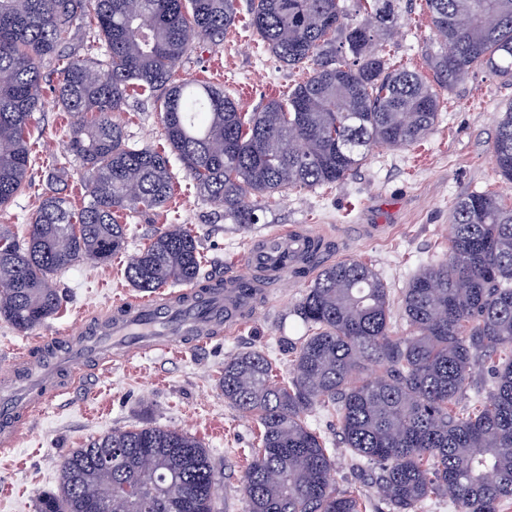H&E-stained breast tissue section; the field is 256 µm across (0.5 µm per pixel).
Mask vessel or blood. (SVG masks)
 <instances>
[{"label": "vessel or blood", "instance_id": "b4317fda", "mask_svg": "<svg viewBox=\"0 0 512 512\" xmlns=\"http://www.w3.org/2000/svg\"><path fill=\"white\" fill-rule=\"evenodd\" d=\"M328 243L308 227H291L262 238L248 253L250 273L226 275L215 290L184 288L150 298L129 297L102 319H81L77 336H40L33 351H18L17 371L0 381V448L21 439L30 416L68 391L78 366L103 367L112 359L172 352L210 339L215 330L240 327L254 294L283 283L297 265L321 258Z\"/></svg>", "mask_w": 512, "mask_h": 512}]
</instances>
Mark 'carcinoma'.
Wrapping results in <instances>:
<instances>
[{
  "label": "carcinoma",
  "instance_id": "cac0c4a2",
  "mask_svg": "<svg viewBox=\"0 0 512 512\" xmlns=\"http://www.w3.org/2000/svg\"><path fill=\"white\" fill-rule=\"evenodd\" d=\"M346 0H250V25L288 66L310 77L287 98L244 113L223 88L178 79L189 33L214 41L235 22L237 0H0V207L30 189V142L43 109V67L57 66V103L72 117L68 153L84 166L83 200L43 198L23 236L0 230V318L20 332L61 307L53 277L78 260L106 261L128 243L127 213L165 206L175 156L235 224H257L251 197L343 181L378 147L405 148L435 124L440 95L420 74L381 53L394 0H365L368 18L345 22ZM439 51L429 60L447 89L487 67L512 76V0H426ZM88 19L104 41L95 61L67 51ZM457 54L448 60L445 45ZM136 86L160 101L168 149L129 144L112 114ZM493 154L512 181V104L497 123ZM198 237L170 224L127 261L142 292L208 285ZM406 334H392L388 283L367 263L326 267L293 313L305 328L278 382L262 350L224 362V400L262 427L243 478L247 512H366L330 482L336 470L309 416L336 412L341 443L388 512H413L448 496L458 512H502L512 500V205L474 191L452 212L448 257L418 271L398 298ZM378 368L364 375L365 365ZM149 455L157 469L135 465ZM60 487L38 512H217L220 479L196 437L146 426L114 430L59 465ZM141 490L126 498V486Z\"/></svg>",
  "mask_w": 512,
  "mask_h": 512
}]
</instances>
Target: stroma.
Instances as JSON below:
<instances>
[{
  "mask_svg": "<svg viewBox=\"0 0 512 512\" xmlns=\"http://www.w3.org/2000/svg\"><path fill=\"white\" fill-rule=\"evenodd\" d=\"M394 9L395 30L384 43L387 58L433 80L427 58L438 43L425 0H395ZM248 20L249 0H238L237 19L223 40L215 45L194 41L176 75L223 85L240 111L257 112L271 98L287 96L312 68L281 63L259 42ZM43 72L45 106L33 132L38 161L29 171L32 188L0 208V225L19 235L54 189H61L72 203L82 193L83 165L78 158H71L59 184L48 180L56 158L66 151L71 118L53 100L51 90L59 79L55 66L45 65ZM440 100L438 120L421 141L404 149L375 151L342 182L257 198L255 224L225 220L223 208L200 196L181 164L173 163L172 201L148 214H128L132 232L125 252L102 263L83 259L55 275L62 306L35 330L21 333L0 320V376L11 373L15 349L34 337L73 330L76 318L105 316L133 294L124 276L129 253L174 222L200 235L203 270L209 275L221 276L233 267L247 274L245 258L260 238L305 224L341 244L327 252L321 266L358 259L372 265L393 292H400L420 267L447 255L452 212L462 196L489 191L512 204V183L497 175L492 152L498 115L512 105V77L479 69L441 92ZM113 118L129 144L162 145L161 114L153 98L140 89L129 91L122 111ZM311 282V276H293L262 296L241 328L199 346L187 345L180 354L159 351L87 371L73 392L29 419L17 447L0 451V489L7 491L0 496V512H37L39 494L58 491L59 463L70 452L112 430L145 426L177 429L199 439L222 474L217 487L220 512H246L242 476L248 451L258 444L260 426L225 401L219 378L225 361L251 349L269 353L275 375L286 377L303 334L291 311ZM310 420L336 451L337 488L367 499V512H387L367 472L350 465L335 413L318 409Z\"/></svg>",
  "mask_w": 512,
  "mask_h": 512,
  "instance_id": "obj_1",
  "label": "stroma"
}]
</instances>
